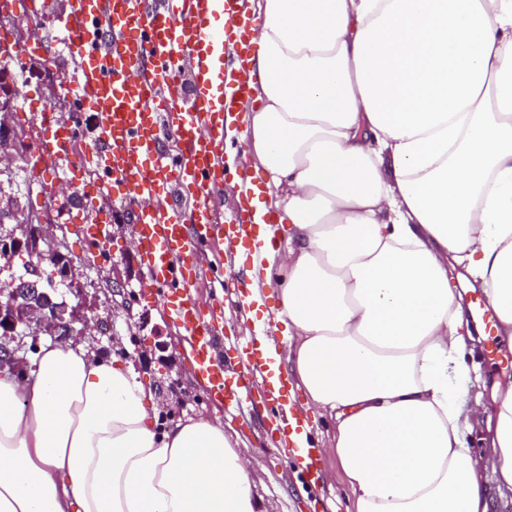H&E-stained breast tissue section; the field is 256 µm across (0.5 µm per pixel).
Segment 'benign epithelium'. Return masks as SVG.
<instances>
[{
  "mask_svg": "<svg viewBox=\"0 0 512 512\" xmlns=\"http://www.w3.org/2000/svg\"><path fill=\"white\" fill-rule=\"evenodd\" d=\"M7 109H0V157L11 159L19 140L8 124ZM21 235L0 234V258H10L23 250L37 261L26 266L25 274L0 284V370L7 367L20 371L25 363L21 356L24 338L34 340L41 335L55 342H64L80 336L89 327L92 318L80 301L70 304L58 299L55 289L41 287L43 266L51 264L62 279L72 275L73 262L65 259L54 247L47 228L38 217H30L20 225ZM27 298L24 303L20 297Z\"/></svg>",
  "mask_w": 512,
  "mask_h": 512,
  "instance_id": "benign-epithelium-1",
  "label": "benign epithelium"
}]
</instances>
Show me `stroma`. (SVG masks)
Segmentation results:
<instances>
[{
    "label": "stroma",
    "instance_id": "stroma-1",
    "mask_svg": "<svg viewBox=\"0 0 512 512\" xmlns=\"http://www.w3.org/2000/svg\"><path fill=\"white\" fill-rule=\"evenodd\" d=\"M100 221L112 224L114 233L106 249H98L87 238L85 224L55 222L49 234L61 252L74 263L73 282L55 277L53 267H45L58 297L69 298L70 287L82 289L94 319L83 335L74 337L73 345L108 359L127 357L140 379L148 385L162 418L178 422L188 418L221 414L194 376L186 358L183 337L160 302L144 294V269L131 229L119 210L98 208ZM125 284L123 295L112 292L113 279ZM493 313L471 318V326H483L484 335L469 364L480 375L478 391L483 401H490L495 382L512 375V351L506 350L495 334ZM269 383H258L250 401L261 414L260 420L230 414L231 425L238 431L242 454L255 461L254 492L268 505L269 512H347L352 494L347 488L337 460L317 456L319 480L306 486L296 465L293 448L281 444L273 425L278 415L277 400Z\"/></svg>",
    "mask_w": 512,
    "mask_h": 512
}]
</instances>
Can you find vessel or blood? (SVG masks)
Segmentation results:
<instances>
[{
    "mask_svg": "<svg viewBox=\"0 0 512 512\" xmlns=\"http://www.w3.org/2000/svg\"><path fill=\"white\" fill-rule=\"evenodd\" d=\"M242 0H75L58 20L68 37L65 79L96 117L98 140L87 153L74 149L68 112H31L35 132L28 162L53 174L60 193L71 173L93 170V194L121 200L134 216L136 247L146 277L171 320L187 338L196 377L210 399L242 409L262 364L226 370L216 312L196 302L197 256L223 238L209 206L224 179V33L216 20L234 19ZM53 0H0V15L32 17ZM193 86L183 100L182 77ZM171 136L175 149L162 147ZM192 197L190 210L167 200L172 186Z\"/></svg>",
    "mask_w": 512,
    "mask_h": 512,
    "instance_id": "b4317fda",
    "label": "vessel or blood"
}]
</instances>
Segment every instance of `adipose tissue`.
Segmentation results:
<instances>
[{
    "label": "adipose tissue",
    "instance_id": "obj_1",
    "mask_svg": "<svg viewBox=\"0 0 512 512\" xmlns=\"http://www.w3.org/2000/svg\"><path fill=\"white\" fill-rule=\"evenodd\" d=\"M229 164L261 169L246 303L353 512L512 498V379L469 398L472 277L512 347V0H259ZM0 371V512H267L220 417L159 426L122 359ZM486 423L489 446L467 440Z\"/></svg>",
    "mask_w": 512,
    "mask_h": 512
}]
</instances>
